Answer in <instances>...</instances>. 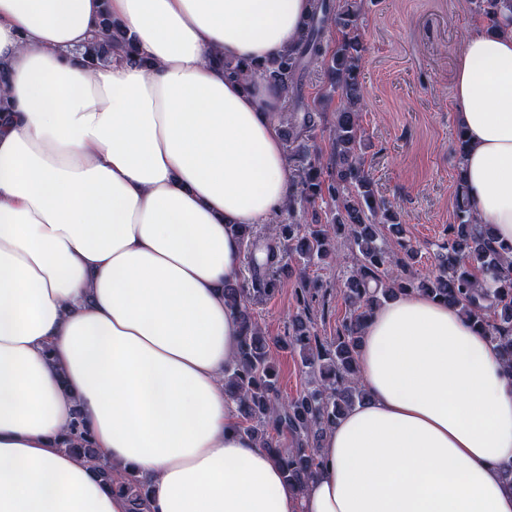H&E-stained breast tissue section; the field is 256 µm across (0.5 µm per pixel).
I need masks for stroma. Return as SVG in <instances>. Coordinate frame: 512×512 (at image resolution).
<instances>
[{"instance_id": "obj_1", "label": "stroma", "mask_w": 512, "mask_h": 512, "mask_svg": "<svg viewBox=\"0 0 512 512\" xmlns=\"http://www.w3.org/2000/svg\"><path fill=\"white\" fill-rule=\"evenodd\" d=\"M481 16L475 0H361L366 108L362 160L377 194L419 246L415 268L434 269L436 246L456 223L453 73L456 51ZM330 284L319 336L333 337L346 308L345 268H311ZM296 277L280 276L273 297L253 308L266 335H283L298 309Z\"/></svg>"}]
</instances>
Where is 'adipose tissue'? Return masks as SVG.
<instances>
[{"label": "adipose tissue", "instance_id": "adipose-tissue-1", "mask_svg": "<svg viewBox=\"0 0 512 512\" xmlns=\"http://www.w3.org/2000/svg\"><path fill=\"white\" fill-rule=\"evenodd\" d=\"M311 0H0V512H128L66 450L149 482L150 512H512V371L479 325L422 294L376 307L367 399L328 430L296 493L238 427V224L288 202L261 78ZM132 50L89 66L103 14ZM459 161L479 223L512 246V23L463 39Z\"/></svg>", "mask_w": 512, "mask_h": 512}]
</instances>
